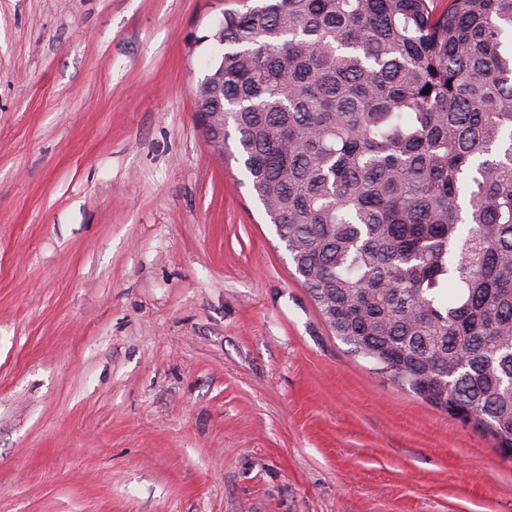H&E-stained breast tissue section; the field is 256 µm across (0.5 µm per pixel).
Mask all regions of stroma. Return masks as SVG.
Listing matches in <instances>:
<instances>
[{
	"instance_id": "35a3bbf8",
	"label": "stroma",
	"mask_w": 512,
	"mask_h": 512,
	"mask_svg": "<svg viewBox=\"0 0 512 512\" xmlns=\"http://www.w3.org/2000/svg\"><path fill=\"white\" fill-rule=\"evenodd\" d=\"M246 0H0V512H512L333 334L193 93Z\"/></svg>"
}]
</instances>
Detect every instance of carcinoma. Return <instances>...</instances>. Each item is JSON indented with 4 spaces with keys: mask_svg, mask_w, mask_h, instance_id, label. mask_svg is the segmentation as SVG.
Returning <instances> with one entry per match:
<instances>
[{
    "mask_svg": "<svg viewBox=\"0 0 512 512\" xmlns=\"http://www.w3.org/2000/svg\"><path fill=\"white\" fill-rule=\"evenodd\" d=\"M212 39L195 95L336 337L512 456V0H257Z\"/></svg>",
    "mask_w": 512,
    "mask_h": 512,
    "instance_id": "obj_1",
    "label": "carcinoma"
}]
</instances>
